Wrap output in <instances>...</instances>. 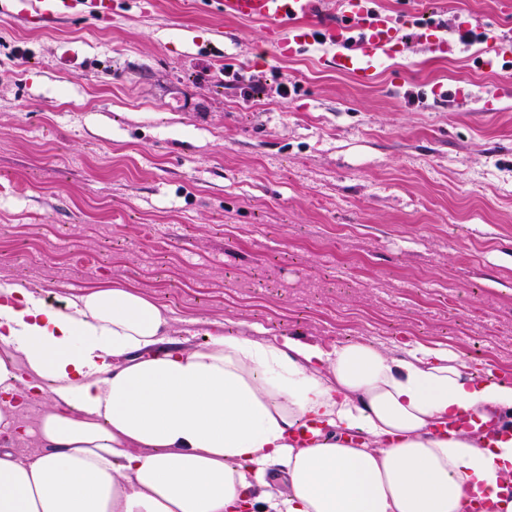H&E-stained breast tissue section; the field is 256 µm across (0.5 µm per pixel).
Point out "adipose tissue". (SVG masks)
<instances>
[{"instance_id":"1","label":"adipose tissue","mask_w":512,"mask_h":512,"mask_svg":"<svg viewBox=\"0 0 512 512\" xmlns=\"http://www.w3.org/2000/svg\"><path fill=\"white\" fill-rule=\"evenodd\" d=\"M177 326L121 285L60 306L0 288V512H469L512 474V437L482 448L435 433L463 411H512V384L478 378L451 348L246 329L173 349ZM308 423L325 441L292 447ZM355 430L364 439L347 446ZM30 434L43 454L14 449ZM280 471L284 495L270 489Z\"/></svg>"}]
</instances>
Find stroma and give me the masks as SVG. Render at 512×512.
<instances>
[{"label": "stroma", "mask_w": 512, "mask_h": 512, "mask_svg": "<svg viewBox=\"0 0 512 512\" xmlns=\"http://www.w3.org/2000/svg\"><path fill=\"white\" fill-rule=\"evenodd\" d=\"M151 2L37 31L0 0V282L133 288L191 347L343 332L512 380V53L412 43L362 85L262 22ZM501 3L376 0L450 37L512 35Z\"/></svg>", "instance_id": "stroma-1"}]
</instances>
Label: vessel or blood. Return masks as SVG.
<instances>
[{
	"label": "vessel or blood",
	"mask_w": 512,
	"mask_h": 512,
	"mask_svg": "<svg viewBox=\"0 0 512 512\" xmlns=\"http://www.w3.org/2000/svg\"><path fill=\"white\" fill-rule=\"evenodd\" d=\"M225 16L266 23L276 51L294 56L313 44L330 51V67L372 82L377 59L390 56L400 44L401 23L377 10L374 0H213ZM71 0H22L19 17L29 26L47 28L71 9ZM500 427L473 413H460L441 422L437 435L465 433L480 447H493Z\"/></svg>",
	"instance_id": "b4317fda"
}]
</instances>
